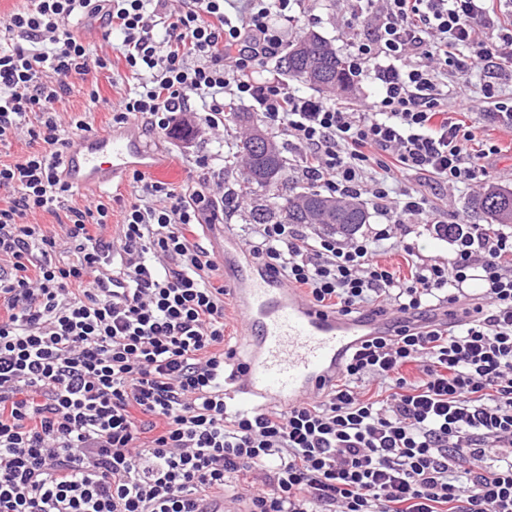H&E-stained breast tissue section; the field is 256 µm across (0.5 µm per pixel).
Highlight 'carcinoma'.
I'll use <instances>...</instances> for the list:
<instances>
[{"label":"carcinoma","instance_id":"cac0c4a2","mask_svg":"<svg viewBox=\"0 0 512 512\" xmlns=\"http://www.w3.org/2000/svg\"><path fill=\"white\" fill-rule=\"evenodd\" d=\"M288 75L324 91L346 93L350 89L346 62L331 42L317 33L301 36L288 46L284 57ZM273 151H255L248 148L249 137L236 144L245 161V168L224 196V203H250L252 224H321L330 234L349 236L367 223L369 213L364 204L352 200H335L312 187H304L284 201H273L269 196L288 169L285 148L270 137L263 136ZM471 207L484 214L492 224H512V191L489 187L475 195Z\"/></svg>","mask_w":512,"mask_h":512}]
</instances>
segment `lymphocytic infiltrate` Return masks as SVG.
<instances>
[{"label":"lymphocytic infiltrate","instance_id":"f902f5d3","mask_svg":"<svg viewBox=\"0 0 512 512\" xmlns=\"http://www.w3.org/2000/svg\"><path fill=\"white\" fill-rule=\"evenodd\" d=\"M26 0L0 13V147L26 134L32 149L0 161V512H198L241 477L249 512H512V236L470 224L448 260H418L399 277L377 259L386 241L428 223L426 197L392 181L440 186L485 175L497 144L473 149L462 120L480 112L512 127L497 97L512 82L482 36L512 60V16L496 0H387L373 13L350 75L379 98L365 110L259 80L256 61L282 47L293 0ZM118 36L133 79L112 113L158 134L224 129L250 102L300 150L306 179L340 199L368 190L385 226L373 236L311 237L292 224L250 229L249 256L276 281L343 319H390L360 337L338 379L288 408L230 411L226 382L242 373L224 346L225 285L198 226L224 216V171L189 191L141 171L116 237L112 204L80 197L63 176L60 100L114 58L88 48L76 21ZM491 78L449 111L437 77ZM43 211L55 228L32 223ZM67 244V258L58 247ZM125 293H112L113 277ZM477 277L483 289L467 293ZM426 362L409 383L405 367ZM384 384L364 397L366 381Z\"/></svg>","mask_w":512,"mask_h":512}]
</instances>
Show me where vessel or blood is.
<instances>
[{
    "mask_svg": "<svg viewBox=\"0 0 512 512\" xmlns=\"http://www.w3.org/2000/svg\"><path fill=\"white\" fill-rule=\"evenodd\" d=\"M159 157L143 146L133 126L88 133L66 155L65 179L84 191H98L134 170L154 172ZM231 284L240 302L251 354L236 387V400L249 407L270 399L288 407L335 374L357 337L376 336L383 319L347 321L276 285L258 263L242 266L232 256Z\"/></svg>",
    "mask_w": 512,
    "mask_h": 512,
    "instance_id": "1",
    "label": "vessel or blood"
}]
</instances>
